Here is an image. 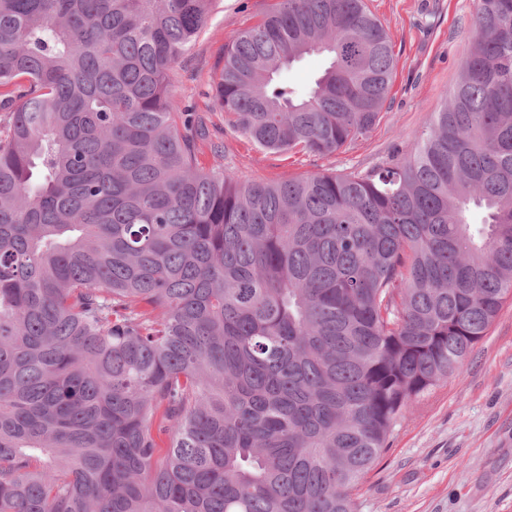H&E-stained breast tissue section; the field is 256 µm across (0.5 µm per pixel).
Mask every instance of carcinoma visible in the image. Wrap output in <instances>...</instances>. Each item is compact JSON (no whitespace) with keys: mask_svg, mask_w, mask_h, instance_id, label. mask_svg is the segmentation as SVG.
<instances>
[{"mask_svg":"<svg viewBox=\"0 0 512 512\" xmlns=\"http://www.w3.org/2000/svg\"><path fill=\"white\" fill-rule=\"evenodd\" d=\"M213 0H0V512H358L411 404L512 296V0L417 151L243 183L166 79ZM325 54L304 93L279 78ZM394 68L364 0H280L216 102L261 148L369 133Z\"/></svg>","mask_w":512,"mask_h":512,"instance_id":"obj_1","label":"carcinoma"}]
</instances>
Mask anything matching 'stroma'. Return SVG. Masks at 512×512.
<instances>
[{"instance_id":"stroma-1","label":"stroma","mask_w":512,"mask_h":512,"mask_svg":"<svg viewBox=\"0 0 512 512\" xmlns=\"http://www.w3.org/2000/svg\"><path fill=\"white\" fill-rule=\"evenodd\" d=\"M278 4L215 0L207 25L169 74L171 101L191 108L207 132L197 142L199 169L230 171L244 182H279L364 173L390 156L414 152L471 48L472 0H365L392 44L390 95L371 132L329 155L262 149L216 104L225 46ZM358 504L359 512H512V299L461 373L412 403L359 490Z\"/></svg>"}]
</instances>
